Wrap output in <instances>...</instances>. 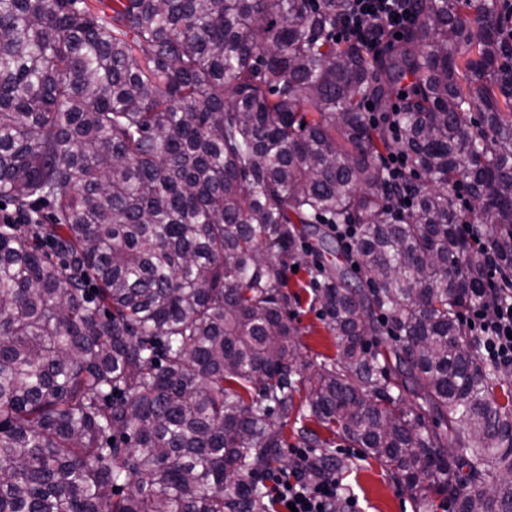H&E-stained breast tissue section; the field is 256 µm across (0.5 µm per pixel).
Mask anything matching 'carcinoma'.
Here are the masks:
<instances>
[{
  "label": "carcinoma",
  "instance_id": "1",
  "mask_svg": "<svg viewBox=\"0 0 512 512\" xmlns=\"http://www.w3.org/2000/svg\"><path fill=\"white\" fill-rule=\"evenodd\" d=\"M414 6L373 55L350 0H0V512H270L298 400L422 500L512 512L480 491L512 388L464 321L486 249L512 267V46L500 0ZM320 224L359 262L299 285L336 346L307 377L284 271Z\"/></svg>",
  "mask_w": 512,
  "mask_h": 512
}]
</instances>
